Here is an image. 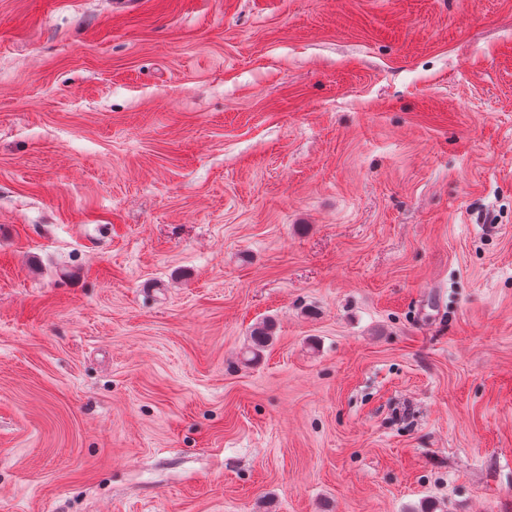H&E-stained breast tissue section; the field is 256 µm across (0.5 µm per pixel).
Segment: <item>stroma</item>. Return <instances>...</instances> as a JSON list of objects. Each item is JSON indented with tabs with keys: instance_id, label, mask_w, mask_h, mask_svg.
Wrapping results in <instances>:
<instances>
[{
	"instance_id": "1",
	"label": "stroma",
	"mask_w": 512,
	"mask_h": 512,
	"mask_svg": "<svg viewBox=\"0 0 512 512\" xmlns=\"http://www.w3.org/2000/svg\"><path fill=\"white\" fill-rule=\"evenodd\" d=\"M0 512H512V0H0ZM274 325L269 321H264L252 330L250 344L245 351V361H256L262 354L269 342Z\"/></svg>"
}]
</instances>
